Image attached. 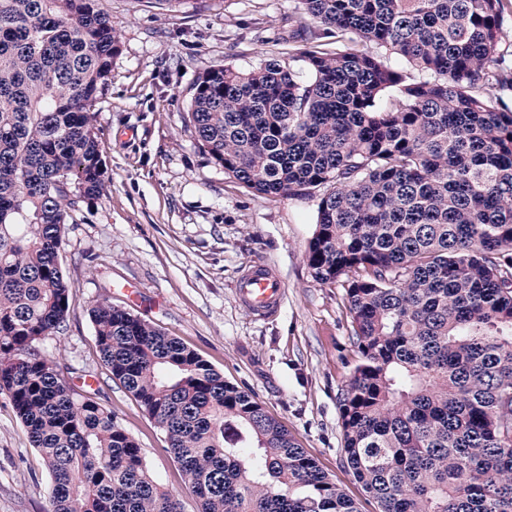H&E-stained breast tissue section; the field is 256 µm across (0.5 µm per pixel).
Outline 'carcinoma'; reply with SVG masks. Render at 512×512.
Returning <instances> with one entry per match:
<instances>
[{
    "instance_id": "1",
    "label": "carcinoma",
    "mask_w": 512,
    "mask_h": 512,
    "mask_svg": "<svg viewBox=\"0 0 512 512\" xmlns=\"http://www.w3.org/2000/svg\"><path fill=\"white\" fill-rule=\"evenodd\" d=\"M298 2L288 60L198 75L194 139L258 194L326 189L306 260L346 288L358 363L343 451L378 512H512L503 0ZM120 44L95 0H0V395L51 474L45 512H183L99 390L38 349L69 311L64 226L103 191L95 106ZM91 318L112 380L165 433L201 512H359L179 339L109 302Z\"/></svg>"
}]
</instances>
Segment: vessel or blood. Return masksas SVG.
Here are the masks:
<instances>
[{
	"label": "vessel or blood",
	"instance_id": "obj_1",
	"mask_svg": "<svg viewBox=\"0 0 512 512\" xmlns=\"http://www.w3.org/2000/svg\"><path fill=\"white\" fill-rule=\"evenodd\" d=\"M235 293L238 302L252 315L266 318L279 310L285 285L271 265L255 263L237 281Z\"/></svg>",
	"mask_w": 512,
	"mask_h": 512
}]
</instances>
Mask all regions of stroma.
Segmentation results:
<instances>
[{
	"instance_id": "stroma-1",
	"label": "stroma",
	"mask_w": 512,
	"mask_h": 512,
	"mask_svg": "<svg viewBox=\"0 0 512 512\" xmlns=\"http://www.w3.org/2000/svg\"><path fill=\"white\" fill-rule=\"evenodd\" d=\"M96 4L121 34L110 87L95 107L105 190L66 226L59 261L71 282L70 307L63 331L45 337L41 352L74 375L96 378L102 402L184 512H197V504L164 433L100 357L90 317L96 302L151 322L249 390L360 512H377L343 451L339 398L357 360L346 290L317 283L305 259L321 195L253 192L198 146L188 126L192 87L204 69L287 58L283 31L296 0ZM255 262L275 266L286 285L280 310L264 319L234 293ZM49 481L0 395V512H45Z\"/></svg>"
}]
</instances>
